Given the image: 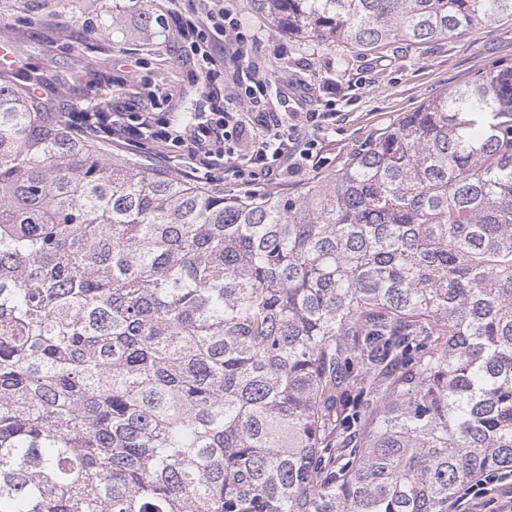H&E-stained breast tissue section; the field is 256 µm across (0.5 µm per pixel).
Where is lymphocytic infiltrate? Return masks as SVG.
Wrapping results in <instances>:
<instances>
[{"mask_svg":"<svg viewBox=\"0 0 512 512\" xmlns=\"http://www.w3.org/2000/svg\"><path fill=\"white\" fill-rule=\"evenodd\" d=\"M242 27L237 14L225 9L197 20L191 25V51L201 54L203 63H211V55L202 53L201 46L209 42L211 32L219 31L234 46L236 61L245 63ZM265 91L261 79L247 76L226 99L224 109L194 113L193 127L188 132L172 122H158L147 112H75L71 119L134 153L178 152L181 175L198 183L210 181L213 171L226 167L245 185L285 170L301 176L312 167L319 150L318 140L306 138L305 129L328 133L336 115L306 112L292 123L275 112H257L250 120H243L239 108L257 104Z\"/></svg>","mask_w":512,"mask_h":512,"instance_id":"lymphocytic-infiltrate-1","label":"lymphocytic infiltrate"}]
</instances>
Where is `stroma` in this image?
I'll return each mask as SVG.
<instances>
[{
	"mask_svg": "<svg viewBox=\"0 0 512 512\" xmlns=\"http://www.w3.org/2000/svg\"><path fill=\"white\" fill-rule=\"evenodd\" d=\"M111 4L28 0L19 9L15 0H0V43L9 44L17 59L15 82L37 85L58 112L79 104L112 112L191 111L201 92L226 98L240 72L217 34L213 65L191 74L183 63L188 48L182 31L201 14L230 9L242 19L244 50L265 78L259 111L337 115L308 181L336 173L406 113L490 70L512 67V17L445 40H399L361 55L337 43L282 33L254 0H152L148 6L133 0L108 23L104 13ZM306 183L284 177L247 187L218 170L208 187L228 198L288 197L300 194Z\"/></svg>",
	"mask_w": 512,
	"mask_h": 512,
	"instance_id": "1",
	"label": "stroma"
}]
</instances>
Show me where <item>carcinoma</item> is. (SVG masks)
Masks as SVG:
<instances>
[{"mask_svg":"<svg viewBox=\"0 0 512 512\" xmlns=\"http://www.w3.org/2000/svg\"><path fill=\"white\" fill-rule=\"evenodd\" d=\"M373 50L512 0H255ZM512 472V69L288 198L143 168L0 70V512H448Z\"/></svg>","mask_w":512,"mask_h":512,"instance_id":"carcinoma-1","label":"carcinoma"}]
</instances>
